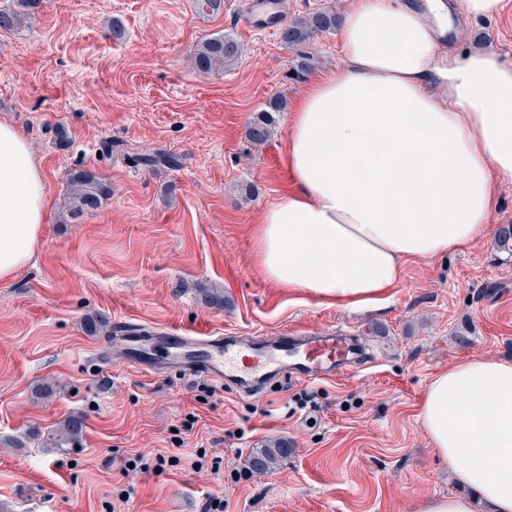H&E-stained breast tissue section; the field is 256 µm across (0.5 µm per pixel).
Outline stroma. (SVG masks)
<instances>
[{
  "instance_id": "stroma-1",
  "label": "stroma",
  "mask_w": 512,
  "mask_h": 512,
  "mask_svg": "<svg viewBox=\"0 0 512 512\" xmlns=\"http://www.w3.org/2000/svg\"><path fill=\"white\" fill-rule=\"evenodd\" d=\"M239 11V0L205 12L197 0H40L0 31V123L28 142L49 197L33 260L0 282V512H204L213 496L224 512H424L458 491L418 407L454 362L512 360V253L493 235L407 263L387 301L366 310L270 281L253 232L291 186L288 114L276 113L264 146L245 129L343 57L335 34L287 45L242 27ZM220 34L240 42L239 59L195 68L197 43ZM448 41L512 64V9L461 19ZM303 55L312 69H298ZM157 150L178 166L139 164ZM79 167L111 192L71 220L67 177ZM203 288L223 306L203 304ZM92 314L190 336L336 329L368 355L333 380L244 394L133 367L113 335L85 332ZM72 415L84 432L57 448L51 436ZM280 440L288 457L253 472L250 454Z\"/></svg>"
}]
</instances>
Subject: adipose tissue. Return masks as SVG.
Listing matches in <instances>:
<instances>
[{
  "mask_svg": "<svg viewBox=\"0 0 512 512\" xmlns=\"http://www.w3.org/2000/svg\"><path fill=\"white\" fill-rule=\"evenodd\" d=\"M512 0H356L345 60L314 78L289 116L293 187L263 211L255 258L272 282L331 304L383 300L406 263L492 232L512 181V65L456 53L455 16L495 17ZM47 180L0 123V281L34 256ZM418 419L453 480L512 512V362L472 358L435 375Z\"/></svg>",
  "mask_w": 512,
  "mask_h": 512,
  "instance_id": "obj_1",
  "label": "adipose tissue"
}]
</instances>
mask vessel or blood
Returning <instances> with one entry per match:
<instances>
[{"mask_svg": "<svg viewBox=\"0 0 512 512\" xmlns=\"http://www.w3.org/2000/svg\"><path fill=\"white\" fill-rule=\"evenodd\" d=\"M286 10L285 0H242L239 17L252 30L268 31ZM117 332L125 359L141 370L152 372L162 365L170 371L212 378L244 393L260 391L269 380L285 373L301 380L334 379L358 351L349 337L308 330L274 341L221 333L151 332L124 323L118 324Z\"/></svg>", "mask_w": 512, "mask_h": 512, "instance_id": "b4317fda", "label": "vessel or blood"}]
</instances>
